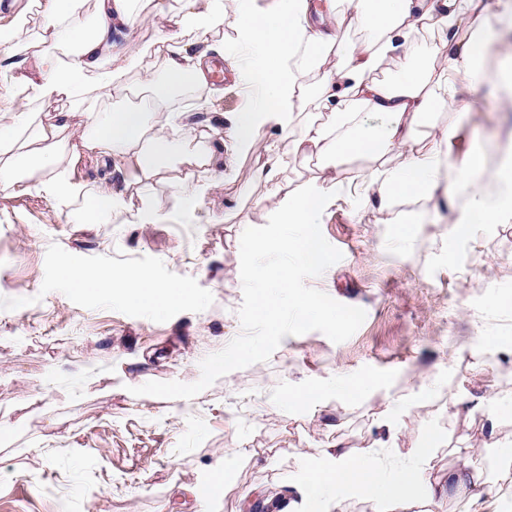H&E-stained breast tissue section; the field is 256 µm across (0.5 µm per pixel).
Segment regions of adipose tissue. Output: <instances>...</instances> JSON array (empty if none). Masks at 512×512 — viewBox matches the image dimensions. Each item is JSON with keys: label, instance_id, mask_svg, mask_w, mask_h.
<instances>
[{"label": "adipose tissue", "instance_id": "obj_1", "mask_svg": "<svg viewBox=\"0 0 512 512\" xmlns=\"http://www.w3.org/2000/svg\"><path fill=\"white\" fill-rule=\"evenodd\" d=\"M137 0H95V19L81 21L82 0H39L38 34L32 46L34 65L17 62L20 36L28 23L17 14L0 20V84L11 90L7 123H0V188L28 192L30 172H41L37 189L64 207L83 200L73 221L92 224L102 217L135 210L139 223L158 218L151 193L155 177L177 164H187L171 195L173 204L191 209L200 198L223 184L228 173L218 166L219 150L203 140L193 116L215 93L210 83L209 53L202 39L230 29L241 61L234 73L251 100L230 130L223 113H214L215 134H227L235 154L269 152L258 132L275 133L281 153L255 172L269 198L277 202L276 221L297 224L299 234L263 233L251 240L255 252L277 251L296 262L319 265L323 244L315 231L324 210L336 200V180L314 177L295 192L281 184L283 156L303 151L323 165L336 159L370 156L378 167L365 171L362 182L377 187L381 208L399 198L431 200L449 166L447 131L435 135L428 151H418L416 130L431 112L469 103L472 75L478 63L476 35H489L503 18L512 19V0H360L353 20L372 37L340 45L336 0H326L319 19H312L309 0H179L171 11L167 0H152L160 37L148 43L116 45L114 32L128 26ZM429 26L439 34L448 71L436 73L425 62L411 61L397 81L374 75L390 57L406 51ZM340 62H332L334 51ZM158 60L170 87L191 85L200 94L192 103L174 105L171 96L150 93L154 74L149 60ZM141 75L138 87L126 76ZM321 72L317 95H309L306 76ZM147 96V105L116 108L101 96ZM60 103L59 111L34 113V106ZM377 115L382 125L366 123ZM404 154L396 168L381 166L387 155ZM112 163L124 189L109 183L90 187L76 180L84 160ZM469 210L454 227L468 234L473 223L496 224L512 219V158L497 172H487L481 151L465 165ZM129 299L137 305L166 309L186 295L182 285L161 284L143 273L125 277ZM299 487L304 503L329 506L336 496L360 492L378 507L397 512L411 489L424 483L423 468L385 476L372 457L352 461L330 451L303 460Z\"/></svg>", "mask_w": 512, "mask_h": 512}]
</instances>
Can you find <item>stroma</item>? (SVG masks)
<instances>
[{
	"label": "stroma",
	"instance_id": "obj_1",
	"mask_svg": "<svg viewBox=\"0 0 512 512\" xmlns=\"http://www.w3.org/2000/svg\"><path fill=\"white\" fill-rule=\"evenodd\" d=\"M484 80L464 116L432 113L420 144L448 129L454 163L441 180L447 198L379 206L360 183L366 158L337 160L339 189L321 232L342 259L308 286L365 309L348 340L318 331L284 337L270 359L232 371L191 399L135 396L149 381L191 383L199 364L240 331V237L273 213L253 179L267 154L234 158V178L190 212L171 208L169 184L156 187L165 217L136 224H72L37 191L0 190V512H249L270 495L298 500L302 455L339 448L352 458L378 453L387 467L413 464L429 433L440 441L429 477L461 466L488 471L512 445V219L453 233L466 210L461 170L482 150L487 170L512 151V112L499 107L501 59L481 46ZM424 58L448 67L423 38L385 61L381 78ZM212 112L232 124L247 99L235 80L233 52ZM409 222L400 236V222ZM145 272L177 282L187 297L166 310L132 304L123 289L68 287L64 263ZM364 375L374 388L350 400L336 391L306 405L276 393ZM469 399L466 407L455 396ZM496 432L499 447L483 442ZM227 464L223 491L202 495L211 470ZM405 512H512V475L468 493L442 489L426 500L415 488Z\"/></svg>",
	"mask_w": 512,
	"mask_h": 512
}]
</instances>
